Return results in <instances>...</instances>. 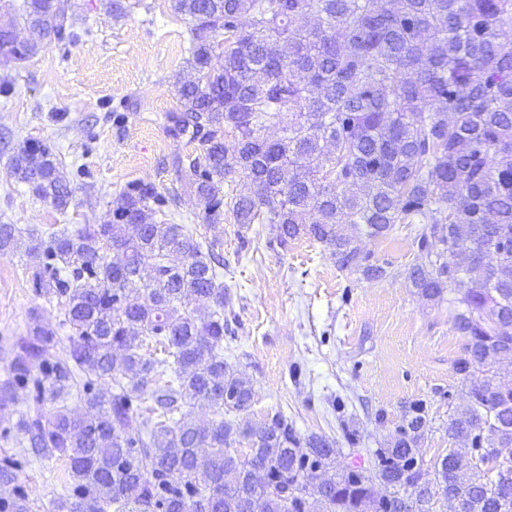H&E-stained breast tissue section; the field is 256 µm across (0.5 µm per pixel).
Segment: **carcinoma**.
<instances>
[{"label": "carcinoma", "instance_id": "carcinoma-1", "mask_svg": "<svg viewBox=\"0 0 512 512\" xmlns=\"http://www.w3.org/2000/svg\"><path fill=\"white\" fill-rule=\"evenodd\" d=\"M172 2L192 22L186 63L196 73L176 88L172 131L199 142L173 163L203 223L272 224L281 248L307 236L338 269L369 279L387 271L368 263L359 236L429 226L406 278L429 300L451 295L453 329L466 339L456 371L481 378L448 423L461 447L434 462L436 485L464 512H512V458L496 453L512 448V379L498 375L512 365V0ZM309 13L321 30L300 23ZM9 23L75 37L57 0H25ZM40 50L0 43L15 60ZM271 119L276 139L263 133ZM60 165L29 140L10 173L64 211L74 191ZM235 173L243 182L224 191ZM176 199L133 183L103 223L31 237L34 287L57 300L72 336L62 346L36 322L7 343L0 409L19 390L31 407L0 428L3 440L25 438L0 451V512H34L18 482L34 458L67 461L54 512H401L402 493L425 475L421 407L370 476L337 473L333 443L299 437L280 413L241 428L190 411H246L254 389L224 363V243L161 220ZM17 233L0 224V252L16 248ZM493 241L496 255L451 272L455 251ZM243 442L242 457L233 448ZM310 472L321 484L314 499L301 481Z\"/></svg>", "mask_w": 512, "mask_h": 512}]
</instances>
